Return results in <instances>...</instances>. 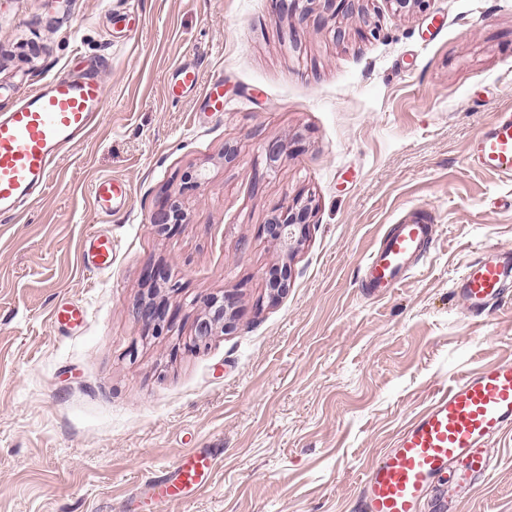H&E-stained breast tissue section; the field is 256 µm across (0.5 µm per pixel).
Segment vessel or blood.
<instances>
[{"label": "vessel or blood", "mask_w": 512, "mask_h": 512, "mask_svg": "<svg viewBox=\"0 0 512 512\" xmlns=\"http://www.w3.org/2000/svg\"><path fill=\"white\" fill-rule=\"evenodd\" d=\"M107 102L93 76L58 75L24 95L0 115V221L15 217L48 185L56 157L89 135ZM467 159L480 170L512 177V109L497 112L469 143ZM99 213L112 216L128 202L125 183L104 177L93 186ZM435 239L430 218L396 225L365 264L364 283L378 293L397 287L416 270ZM512 279V255L494 251L473 262L456 293L469 315L504 301ZM512 428V361H503L456 380L396 436L359 489L360 512H418L427 488L451 472L457 492H468L494 472L488 442ZM211 453L183 455L152 483L156 512L178 496L199 489L216 466Z\"/></svg>", "instance_id": "vessel-or-blood-1"}]
</instances>
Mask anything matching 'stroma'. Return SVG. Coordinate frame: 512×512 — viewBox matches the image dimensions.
<instances>
[{
    "label": "stroma",
    "instance_id": "obj_1",
    "mask_svg": "<svg viewBox=\"0 0 512 512\" xmlns=\"http://www.w3.org/2000/svg\"><path fill=\"white\" fill-rule=\"evenodd\" d=\"M363 6L364 38L358 14L271 0H0V113L59 73L100 78L109 101L45 193L0 222V512H154L152 477L192 450L215 471L164 512H359L369 467L437 390L512 360V305L473 317L454 295L484 250L512 252V177L466 157L512 109V0ZM183 65L198 84L173 103ZM101 177L130 195L106 220ZM174 197L186 223L154 231ZM294 203L311 217L290 255L259 227ZM411 211L437 224L434 243L373 297L365 259ZM97 233L112 265L92 272ZM153 266L176 288L146 279ZM212 298L234 327L200 343ZM150 299L161 324L138 315ZM65 302L85 308L82 328L53 323ZM490 448L489 481L454 497L440 481L421 512H512V432Z\"/></svg>",
    "mask_w": 512,
    "mask_h": 512
}]
</instances>
